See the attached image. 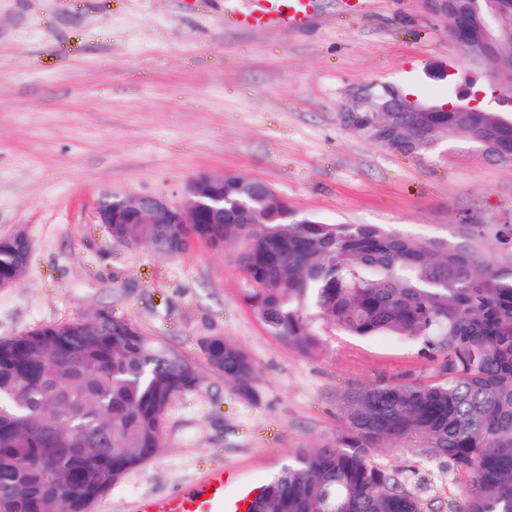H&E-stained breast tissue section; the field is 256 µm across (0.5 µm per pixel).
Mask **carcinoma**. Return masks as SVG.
<instances>
[{
	"instance_id": "1",
	"label": "carcinoma",
	"mask_w": 512,
	"mask_h": 512,
	"mask_svg": "<svg viewBox=\"0 0 512 512\" xmlns=\"http://www.w3.org/2000/svg\"><path fill=\"white\" fill-rule=\"evenodd\" d=\"M406 154L416 139L512 143V126L480 112H363L351 123ZM255 224H114L112 238L180 255L195 240L239 246L243 299L297 353L324 352L326 329L404 336L434 362L427 383H378L347 399L346 431L303 448L261 487L257 512H434L375 449L443 459L469 498L449 512H512V224H455L448 239L382 224L300 217L264 192ZM28 250L0 238V284L20 279ZM0 338V512H89L163 445L173 402L202 381L196 363L129 320L96 312ZM200 349L238 396L257 399L255 364L223 336Z\"/></svg>"
}]
</instances>
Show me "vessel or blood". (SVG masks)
Returning <instances> with one entry per match:
<instances>
[{"instance_id":"1","label":"vessel or blood","mask_w":512,"mask_h":512,"mask_svg":"<svg viewBox=\"0 0 512 512\" xmlns=\"http://www.w3.org/2000/svg\"><path fill=\"white\" fill-rule=\"evenodd\" d=\"M309 12L310 0H251L248 8L235 14L234 20L248 29L297 28L306 23ZM233 479L232 472L219 466L174 493L139 498L133 512H244L255 497L246 490L226 498L225 487Z\"/></svg>"}]
</instances>
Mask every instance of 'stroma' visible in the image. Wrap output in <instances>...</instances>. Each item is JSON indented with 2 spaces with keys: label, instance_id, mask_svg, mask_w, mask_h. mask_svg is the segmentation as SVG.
<instances>
[{
  "label": "stroma",
  "instance_id": "35a3bbf8",
  "mask_svg": "<svg viewBox=\"0 0 512 512\" xmlns=\"http://www.w3.org/2000/svg\"><path fill=\"white\" fill-rule=\"evenodd\" d=\"M247 0H0V237L32 248L0 288V338L110 310L198 365L163 446L105 496L108 512L167 495L210 468L264 484L301 448L333 444L347 395L379 382H428L432 362L400 336L330 337L317 358L269 335L243 301L233 248L179 256L116 241L96 207L109 194L179 201L192 176L267 183L301 216L385 224L444 239L466 214L512 221V165L463 139L404 156L344 123L352 89L389 83L440 102L488 88L487 68L454 45L422 0H312L299 28L250 30ZM223 336L257 366V402L240 399L199 341ZM374 459L421 497L464 505L446 462L385 446ZM239 484L230 485L234 495Z\"/></svg>",
  "mask_w": 512,
  "mask_h": 512
}]
</instances>
